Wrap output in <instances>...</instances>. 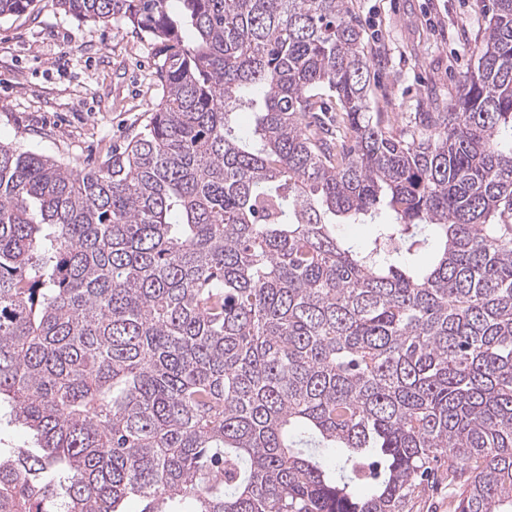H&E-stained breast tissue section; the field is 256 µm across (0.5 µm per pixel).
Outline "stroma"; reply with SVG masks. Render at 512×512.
Wrapping results in <instances>:
<instances>
[{
	"label": "stroma",
	"mask_w": 512,
	"mask_h": 512,
	"mask_svg": "<svg viewBox=\"0 0 512 512\" xmlns=\"http://www.w3.org/2000/svg\"><path fill=\"white\" fill-rule=\"evenodd\" d=\"M367 32L373 111L396 131L448 105L476 59L485 0H351ZM154 52L123 23L81 21L37 0L0 19V141L72 170L98 167L149 122L162 96Z\"/></svg>",
	"instance_id": "stroma-1"
}]
</instances>
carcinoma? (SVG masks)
<instances>
[{
	"label": "carcinoma",
	"mask_w": 512,
	"mask_h": 512,
	"mask_svg": "<svg viewBox=\"0 0 512 512\" xmlns=\"http://www.w3.org/2000/svg\"><path fill=\"white\" fill-rule=\"evenodd\" d=\"M55 2L148 38L164 95L89 171L0 142V407L36 438L0 512H406L443 459L450 512H512V0L398 135L348 0Z\"/></svg>",
	"instance_id": "1"
}]
</instances>
